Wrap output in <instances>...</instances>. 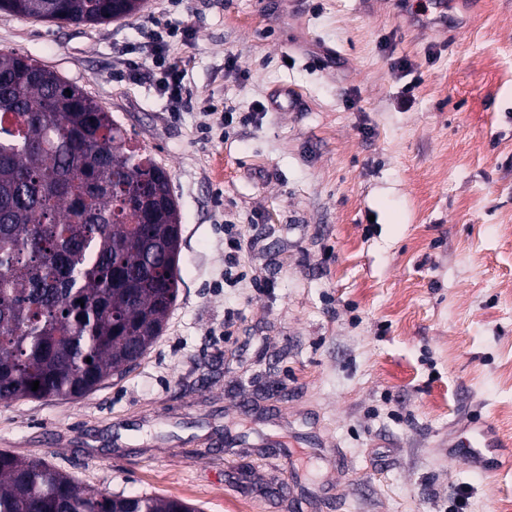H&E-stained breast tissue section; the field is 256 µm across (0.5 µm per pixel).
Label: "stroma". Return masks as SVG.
Segmentation results:
<instances>
[{"label": "stroma", "mask_w": 512, "mask_h": 512, "mask_svg": "<svg viewBox=\"0 0 512 512\" xmlns=\"http://www.w3.org/2000/svg\"><path fill=\"white\" fill-rule=\"evenodd\" d=\"M417 7L0 11V50L111 112L170 172L182 224L157 341L84 397L0 402V450L203 512H512V0H449L444 24ZM157 18L186 29L177 114L126 68ZM224 103L266 110L202 136ZM479 419L508 442L485 451L498 471L451 446Z\"/></svg>", "instance_id": "obj_1"}]
</instances>
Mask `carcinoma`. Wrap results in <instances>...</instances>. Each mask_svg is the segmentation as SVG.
<instances>
[{"mask_svg":"<svg viewBox=\"0 0 512 512\" xmlns=\"http://www.w3.org/2000/svg\"><path fill=\"white\" fill-rule=\"evenodd\" d=\"M0 10L75 24L134 14L128 0H0ZM8 117L14 128L0 124V401L81 397L143 357L178 299V261H164L180 225L170 175L78 87L0 51V121ZM0 512L201 510L114 495L41 457L1 450Z\"/></svg>","mask_w":512,"mask_h":512,"instance_id":"1","label":"carcinoma"}]
</instances>
